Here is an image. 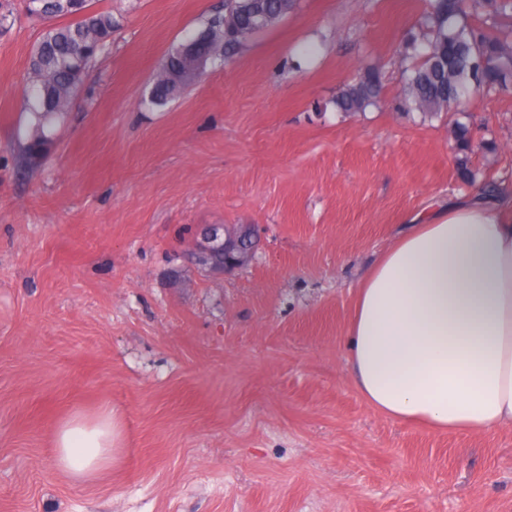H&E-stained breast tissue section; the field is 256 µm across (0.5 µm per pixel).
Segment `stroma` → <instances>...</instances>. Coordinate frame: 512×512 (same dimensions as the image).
Wrapping results in <instances>:
<instances>
[{
	"label": "stroma",
	"mask_w": 512,
	"mask_h": 512,
	"mask_svg": "<svg viewBox=\"0 0 512 512\" xmlns=\"http://www.w3.org/2000/svg\"><path fill=\"white\" fill-rule=\"evenodd\" d=\"M0 512H512V425L438 433L370 408L345 336L358 288L415 215L485 183L512 196V93L467 122L494 152L456 173L447 119L396 109L398 46L428 0H297L161 108L165 51L224 0H93L118 26L41 170L16 132L44 25L0 0ZM381 69L380 107L333 101ZM207 224H258L253 263L205 277ZM109 407L120 459L92 485L53 462Z\"/></svg>",
	"instance_id": "stroma-1"
}]
</instances>
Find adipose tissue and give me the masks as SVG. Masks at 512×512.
<instances>
[{"label": "adipose tissue", "instance_id": "obj_1", "mask_svg": "<svg viewBox=\"0 0 512 512\" xmlns=\"http://www.w3.org/2000/svg\"><path fill=\"white\" fill-rule=\"evenodd\" d=\"M346 346L358 391L388 418L464 434L512 425V210L479 194L414 218L362 282ZM120 437L112 409L70 415L55 465L95 482Z\"/></svg>", "mask_w": 512, "mask_h": 512}]
</instances>
